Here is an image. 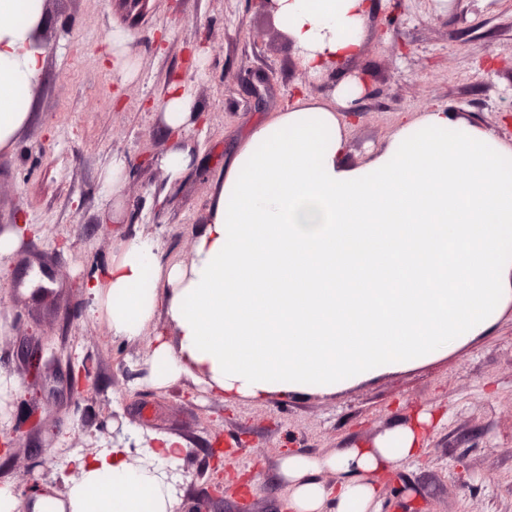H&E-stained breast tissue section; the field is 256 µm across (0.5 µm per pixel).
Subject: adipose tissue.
<instances>
[{"mask_svg":"<svg viewBox=\"0 0 512 512\" xmlns=\"http://www.w3.org/2000/svg\"><path fill=\"white\" fill-rule=\"evenodd\" d=\"M367 0H277L274 18L313 73L358 54ZM45 0H0V151L32 119L45 67ZM190 88L171 85L163 165L194 162L183 130ZM335 109L297 98L257 121L227 158L190 264L158 241L126 240L89 280L92 312L113 336H141L164 311L176 339L157 342L151 379H203L229 397L331 394L419 365L486 335L512 306V146L445 105L400 124L368 162L349 165ZM422 414L379 438L312 456L285 454L290 512H379L380 474L419 457ZM62 496L0 512H172L161 468L113 448L71 459Z\"/></svg>","mask_w":512,"mask_h":512,"instance_id":"ef3b65f1","label":"adipose tissue"}]
</instances>
